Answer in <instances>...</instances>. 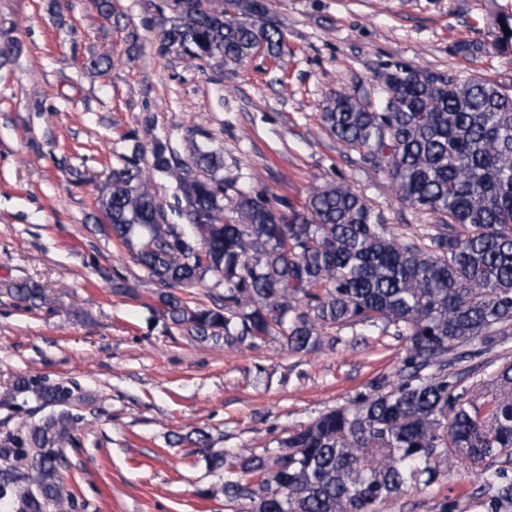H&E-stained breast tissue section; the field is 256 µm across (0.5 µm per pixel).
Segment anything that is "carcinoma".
<instances>
[{
	"label": "carcinoma",
	"mask_w": 512,
	"mask_h": 512,
	"mask_svg": "<svg viewBox=\"0 0 512 512\" xmlns=\"http://www.w3.org/2000/svg\"><path fill=\"white\" fill-rule=\"evenodd\" d=\"M159 52L180 51L220 71L263 45L280 58L285 36L261 0H171ZM494 49L512 48V16L496 17ZM374 107L339 90L322 108L326 131L383 170L402 203L436 221L420 246L394 235L365 197L344 183L315 184L302 208L240 193L224 208V150L192 142L189 160L155 139L147 169L139 138L98 186L96 220L161 290L171 327L199 342L255 343L272 334L284 349L315 347L320 330L394 328L406 342L401 381L360 394L277 440L261 455L209 452L227 473L224 499L249 512H375L405 488L428 487L459 468L496 488L488 512H512V477L494 467L512 456V364L499 370L483 407L465 398L443 356L512 330V89L481 77L397 65L377 75ZM175 179L185 223L169 221L146 170ZM223 292L189 306L178 294L206 279ZM48 304L39 285L6 288ZM15 389L50 412L9 435L28 448L27 469L0 468L10 512H45L66 497L61 448L76 442L79 417L61 384L20 380Z\"/></svg>",
	"instance_id": "carcinoma-1"
}]
</instances>
